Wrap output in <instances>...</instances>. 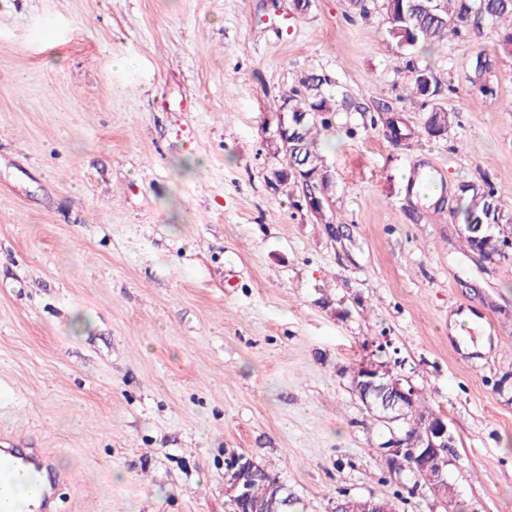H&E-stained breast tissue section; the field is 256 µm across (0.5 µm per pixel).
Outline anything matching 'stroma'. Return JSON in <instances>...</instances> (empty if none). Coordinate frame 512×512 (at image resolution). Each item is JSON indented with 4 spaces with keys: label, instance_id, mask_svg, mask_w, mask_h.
<instances>
[{
    "label": "stroma",
    "instance_id": "obj_1",
    "mask_svg": "<svg viewBox=\"0 0 512 512\" xmlns=\"http://www.w3.org/2000/svg\"><path fill=\"white\" fill-rule=\"evenodd\" d=\"M460 29L410 53L349 0H0V434L53 454L57 512H229L237 452L299 512H512V253L465 252L456 213L464 184L512 203V54ZM307 72L336 103L322 221L269 149ZM420 164L445 198L406 195ZM375 350L447 421L456 506L389 476L349 383ZM411 73L413 75L408 87V96L412 99H423V104H425V100L433 97L437 92V81L426 67L422 69L413 67ZM429 79L432 80V85H430ZM453 120L454 113H449L447 109L433 105L427 113L424 130L432 136L447 134Z\"/></svg>",
    "mask_w": 512,
    "mask_h": 512
}]
</instances>
